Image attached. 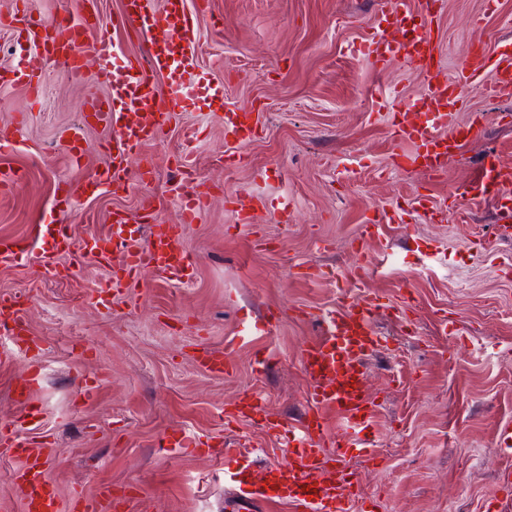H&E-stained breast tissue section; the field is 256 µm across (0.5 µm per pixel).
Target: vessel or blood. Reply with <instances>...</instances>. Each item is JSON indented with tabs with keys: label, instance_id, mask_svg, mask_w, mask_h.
Instances as JSON below:
<instances>
[{
	"label": "vessel or blood",
	"instance_id": "obj_1",
	"mask_svg": "<svg viewBox=\"0 0 512 512\" xmlns=\"http://www.w3.org/2000/svg\"><path fill=\"white\" fill-rule=\"evenodd\" d=\"M432 7L431 0H423L420 9L411 14L392 8L383 10L380 26L361 49L372 65L395 58L428 79L417 111L400 113L392 125L393 140L404 146L393 163L397 171L445 172L463 142L480 132L483 114H474L465 124L458 119L457 104L464 87L478 82L490 98L512 95V48L493 60L483 54L473 57L454 80L440 77L434 68L436 45L428 31ZM21 21L25 50L19 64L10 69L8 83L23 86L34 97L44 82L48 56L60 57L78 80L83 78L86 60L91 57L98 65L99 82L109 90L104 99L95 94L87 97L82 113L83 119L118 130L109 161L91 176L75 175L61 182L65 199L127 190L132 179L133 149L153 141L178 113L192 112L199 105L224 98L223 85L202 82L196 73V28L186 0H125L119 21L146 36L148 51L142 59L119 57L106 33V20L88 19L83 0H77L72 11L49 21L36 17L31 0H26ZM487 69L492 78L484 83L480 75ZM159 75L166 77V86L156 83ZM167 89L173 94V109L169 112L161 108ZM256 131L251 113L225 112L226 144L248 143ZM177 172L180 181L189 186L181 198L179 219L173 224H152L147 245H140L138 227L117 212L110 233L103 238L91 235L76 243L67 225L39 224L33 241L1 239L0 265L22 261L32 242L38 241L42 244L41 262L46 275L58 278L63 271L61 255L80 248L97 264L111 270L107 282L90 294L92 302L105 307L147 271L167 273L181 282L192 281L196 268L184 243L185 231L207 208L209 189L196 182L189 164L180 165ZM474 201H490L505 211L512 209V167L486 164L461 199L443 214V221L464 222L466 206ZM233 205L236 223L246 227L261 224L265 211L261 198L244 192ZM383 307L380 296L366 291L350 309L321 314V341L304 345L301 351V365L311 384L309 418L288 463L263 468L265 482L259 498L285 500L305 512H324L327 504L340 506L348 502V473L342 469L327 473L323 466L327 460L342 457L357 446L371 424L374 403L366 393L362 358L380 342L374 319ZM0 335L10 342L9 347L0 349L4 357L18 349L41 345L40 339L31 334L27 307L8 293L0 294ZM331 410L341 424L335 432L328 433L323 423ZM0 446L11 449L22 460L11 474V483L23 496L24 512H112V489L108 486L100 487L91 497L75 493L67 507H60L57 490L47 476L48 462L55 453L52 442H24L14 431L1 430Z\"/></svg>",
	"mask_w": 512,
	"mask_h": 512
}]
</instances>
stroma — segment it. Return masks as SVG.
I'll return each mask as SVG.
<instances>
[{
  "label": "stroma",
  "mask_w": 512,
  "mask_h": 512,
  "mask_svg": "<svg viewBox=\"0 0 512 512\" xmlns=\"http://www.w3.org/2000/svg\"><path fill=\"white\" fill-rule=\"evenodd\" d=\"M110 20L118 53L145 55L147 39L116 26L121 0H94ZM379 0H208L197 28L202 77L224 86V109H248L256 137L224 142L222 112L182 113L131 157L146 173L120 195L57 204L58 184L103 167L111 131L85 128L87 149L71 165L62 132L78 125L88 94L107 96L88 63L83 82L50 59L49 95L32 101L0 85V127L16 128L0 146V170L24 179L0 196V237L28 238L36 224L72 225L76 236H106L113 210L137 223L172 224L182 191L176 163L189 157L210 204L189 226L194 282L144 274L111 309L87 294L108 275L79 249L61 258L67 279L46 278L36 256L0 266V292L24 293L39 356L0 358V427L18 423L23 439L49 438L47 475L61 501L98 485L135 482L120 512H233L245 502L224 479L225 462L203 453L170 455L165 436L181 429L211 445L245 444L259 465L285 462L286 439L266 424L300 433L310 389L300 350L321 336L314 315L357 300L350 275L376 259L365 285L389 309L377 316L379 350L365 362L375 403L367 446L338 462L350 475L353 512H501L512 446L499 439L512 422V219L489 202L469 206V221L428 223L424 208L447 209L488 153L512 166V98L465 90L460 121L485 115L483 131L461 148L445 174L396 172L392 115L419 99L423 74L393 60L372 66L360 53L377 25ZM446 76L478 49L512 44V0H442L430 25ZM261 197L268 219L258 232L236 223L232 199ZM395 222L356 253L352 243L379 209ZM290 220H276L280 212ZM318 268L315 280L303 278ZM224 352V375L205 372L201 347ZM41 373L26 403L14 386L29 364ZM93 381L84 397L77 381ZM243 394L261 398L256 419L227 414Z\"/></svg>",
  "instance_id": "35a3bbf8"
}]
</instances>
